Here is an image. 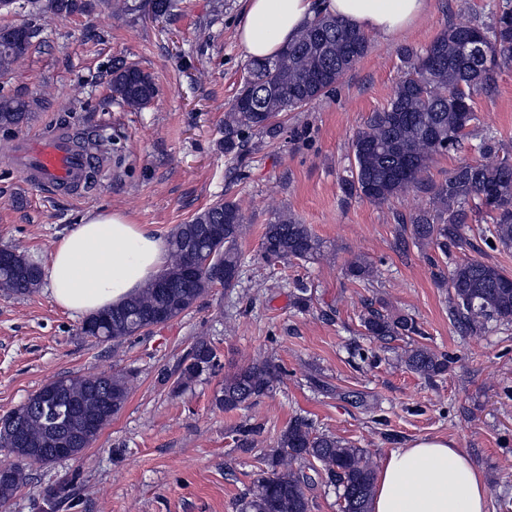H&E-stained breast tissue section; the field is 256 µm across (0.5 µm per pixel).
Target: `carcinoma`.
I'll return each mask as SVG.
<instances>
[{
	"label": "carcinoma",
	"instance_id": "1",
	"mask_svg": "<svg viewBox=\"0 0 512 512\" xmlns=\"http://www.w3.org/2000/svg\"><path fill=\"white\" fill-rule=\"evenodd\" d=\"M149 6L152 14L167 15L177 0H120L116 11L132 15ZM29 13L47 6L56 13L84 12V0H28ZM33 32L26 25L0 27V76L29 51ZM370 40L343 21L316 18L276 57L252 60L248 69L257 76L240 89L224 116V150L243 151L249 134L268 137L278 133L276 122L284 112L313 104L364 57ZM400 54L407 70L387 106L366 118L353 140L351 175L342 183L347 198L364 197L377 205L412 190L429 197V206L398 224L411 225L412 237L431 243L443 254L448 245L472 247L465 228L483 222L484 242L512 248V157L500 155L501 144L481 122L473 106V93L490 91L495 69L512 63V0H502L489 24H450L424 53L404 46ZM112 97L132 110L147 106L155 97L151 75L134 64L117 62L110 80ZM32 102L19 96H0V128L15 129L27 123ZM475 136L481 160L461 163L439 182L427 176L433 159L455 152ZM245 233L239 203L218 200L198 212L188 223L177 225L169 237L171 260L164 272L122 304L89 316L82 332L103 342H120L140 334L164 311L168 319L191 309L216 287L211 259L224 262L225 288L235 287L242 270L239 241ZM323 242L291 215L279 214L264 226L261 254L268 261H308L321 253ZM374 263L357 255L347 266L354 281L370 282ZM43 269L14 247L10 263L0 264V291L25 296L40 288ZM450 315L458 327L473 334L492 321L512 323V276L495 264L467 258L449 274ZM366 334L387 342L419 333L416 320L405 314L384 313L368 305L361 314ZM405 365L425 379L448 371L450 358L423 345L404 349ZM219 361L214 345L197 339L187 353L175 381L176 390L187 388ZM281 368L264 360L224 374V384L214 398L224 410L238 409L266 395L281 378ZM130 394L124 374H90L60 377L45 384L17 408L8 412L23 437L14 448L13 428L0 426V448L21 459L0 469V502H6L27 485L28 462H56L52 449L60 437L76 439L73 458H79L112 421ZM271 469L254 481L240 503V512H311L306 494L308 476L296 464L317 462L339 494L342 512H370L375 473L365 451L329 433H317L312 423L295 418L282 433L271 454Z\"/></svg>",
	"mask_w": 512,
	"mask_h": 512
}]
</instances>
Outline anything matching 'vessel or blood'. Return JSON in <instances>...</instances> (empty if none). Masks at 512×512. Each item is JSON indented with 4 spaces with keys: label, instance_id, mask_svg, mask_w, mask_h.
I'll use <instances>...</instances> for the list:
<instances>
[{
    "label": "vessel or blood",
    "instance_id": "b4317fda",
    "mask_svg": "<svg viewBox=\"0 0 512 512\" xmlns=\"http://www.w3.org/2000/svg\"><path fill=\"white\" fill-rule=\"evenodd\" d=\"M7 160L46 194L77 198L86 194L90 172L103 175L111 168L105 151L82 148L75 132L65 128L14 139Z\"/></svg>",
    "mask_w": 512,
    "mask_h": 512
}]
</instances>
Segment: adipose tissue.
I'll return each instance as SVG.
<instances>
[{"instance_id":"obj_1","label":"adipose tissue","mask_w":512,"mask_h":512,"mask_svg":"<svg viewBox=\"0 0 512 512\" xmlns=\"http://www.w3.org/2000/svg\"><path fill=\"white\" fill-rule=\"evenodd\" d=\"M428 0H245L236 38L246 58L278 55L318 13L395 37ZM166 240L121 211H95L64 235L49 260L53 302L75 315L118 305L167 267ZM487 489L469 455L445 437L392 450L375 475L371 512H486Z\"/></svg>"}]
</instances>
